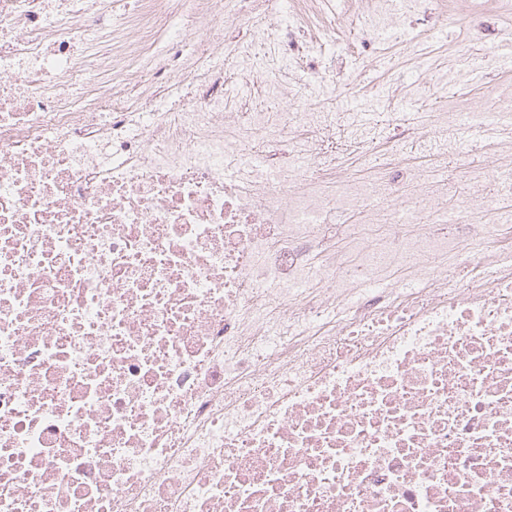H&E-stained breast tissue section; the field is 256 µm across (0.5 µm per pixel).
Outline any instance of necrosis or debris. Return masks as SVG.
<instances>
[{
	"instance_id": "1",
	"label": "necrosis or debris",
	"mask_w": 512,
	"mask_h": 512,
	"mask_svg": "<svg viewBox=\"0 0 512 512\" xmlns=\"http://www.w3.org/2000/svg\"><path fill=\"white\" fill-rule=\"evenodd\" d=\"M226 1L179 32L231 60L198 70L156 46L166 0L115 27L104 0H0V512H512V261L476 218L512 211V152L472 168L469 104L390 134L312 104L330 74L285 78L311 49L274 0H230L229 45ZM236 78L287 108L227 111ZM339 130L455 153L454 224L426 174L324 181ZM340 209L367 227L334 236Z\"/></svg>"
}]
</instances>
